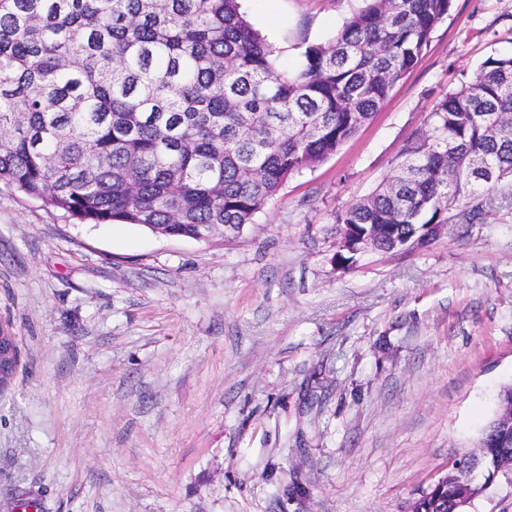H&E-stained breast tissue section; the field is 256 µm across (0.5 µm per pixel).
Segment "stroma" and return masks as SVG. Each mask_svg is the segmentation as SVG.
Here are the masks:
<instances>
[{"mask_svg":"<svg viewBox=\"0 0 512 512\" xmlns=\"http://www.w3.org/2000/svg\"><path fill=\"white\" fill-rule=\"evenodd\" d=\"M362 0H243L298 65ZM512 54V0H453L418 65L239 237L79 224L0 183V512H409L512 383V184L481 221L336 267L434 104ZM18 364L19 353L11 325L0 322V390L9 385Z\"/></svg>","mask_w":512,"mask_h":512,"instance_id":"1","label":"stroma"}]
</instances>
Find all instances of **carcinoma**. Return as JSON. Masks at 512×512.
I'll use <instances>...</instances> for the list:
<instances>
[{
	"label": "carcinoma",
	"mask_w": 512,
	"mask_h": 512,
	"mask_svg": "<svg viewBox=\"0 0 512 512\" xmlns=\"http://www.w3.org/2000/svg\"><path fill=\"white\" fill-rule=\"evenodd\" d=\"M282 70L240 0H0V182L83 224H163L195 238L251 224L288 178L324 161L417 66L453 0H365ZM512 179V55L439 100L362 201L336 213L373 251L425 245L450 210ZM478 443L512 458V427ZM455 476L413 512H454Z\"/></svg>",
	"instance_id": "carcinoma-1"
}]
</instances>
